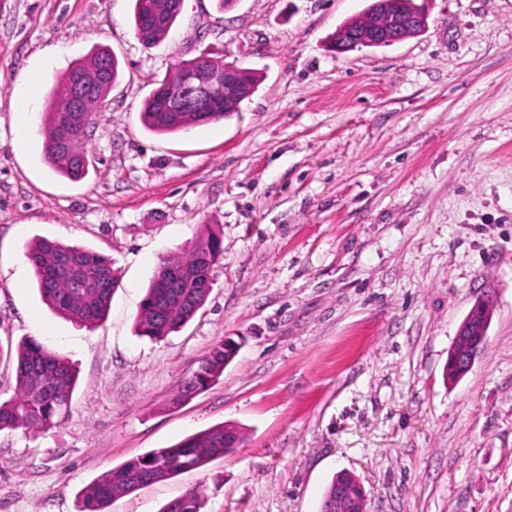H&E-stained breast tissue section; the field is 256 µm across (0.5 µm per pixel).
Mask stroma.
I'll list each match as a JSON object with an SVG mask.
<instances>
[{
  "label": "stroma",
  "mask_w": 512,
  "mask_h": 512,
  "mask_svg": "<svg viewBox=\"0 0 512 512\" xmlns=\"http://www.w3.org/2000/svg\"><path fill=\"white\" fill-rule=\"evenodd\" d=\"M416 2L418 34L340 52L370 0H184L149 47L133 0H0V348L34 337L78 371L61 427L0 432V512H79L104 472L222 424L236 448L107 512L193 487L203 512H320L341 471L367 512H512V0ZM100 48L121 74L73 181L44 159L41 114ZM203 53L257 72L255 92L224 120L148 131L144 100ZM207 224L224 258L204 306L138 335L158 266ZM44 238L112 258L100 326L43 303L25 252ZM481 300L486 345L449 381ZM228 337L218 382L178 400Z\"/></svg>",
  "instance_id": "obj_1"
}]
</instances>
